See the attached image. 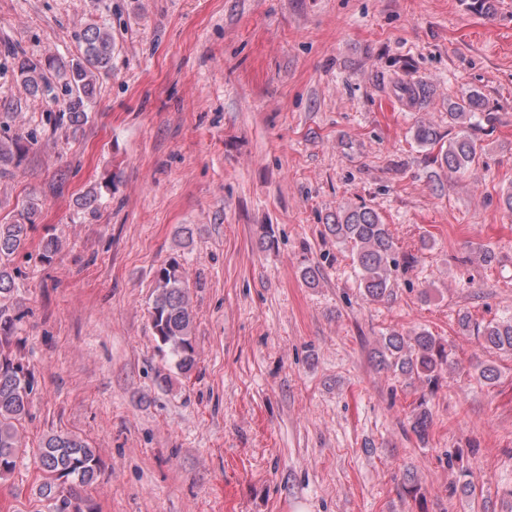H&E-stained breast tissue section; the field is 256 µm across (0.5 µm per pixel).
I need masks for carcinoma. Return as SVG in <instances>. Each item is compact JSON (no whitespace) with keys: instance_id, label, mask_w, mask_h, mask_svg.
<instances>
[{"instance_id":"1","label":"carcinoma","mask_w":512,"mask_h":512,"mask_svg":"<svg viewBox=\"0 0 512 512\" xmlns=\"http://www.w3.org/2000/svg\"><path fill=\"white\" fill-rule=\"evenodd\" d=\"M83 56L60 64L56 76L65 96L57 117L58 125L77 130L87 118V106L93 97L97 77L112 66V32L98 23L87 24L79 33ZM17 68L23 78L26 94L31 97L53 95L55 87L44 74V68L28 58H20ZM408 101L424 105L430 89L422 82L402 87ZM483 106L482 96L471 92L454 103L448 112V123L459 133L445 148L440 135L428 125L415 130L416 140L437 146V159L450 173H467L479 164L480 147L465 128L471 125L476 111ZM33 225L0 224V478L11 474L22 448L26 447L22 432L32 393L31 370L15 350L17 324L21 315L14 306L15 281L9 271L12 258L25 249ZM336 242L351 251L364 298L380 302L393 295L392 274L399 265L398 250L379 213L366 204L341 210L336 223L327 225ZM156 296L150 312L154 335L168 349L175 366L188 373L195 365L193 310L180 264L172 261L156 272ZM462 331H477L486 348L512 351V316L494 319L483 326H471V317H459ZM376 364L396 376L417 380L433 394L442 371L453 363L448 343L431 332L421 330L411 336L392 331L382 336L374 352ZM411 431L420 441L428 438L432 415L428 399L421 396L409 417ZM38 468L44 480L42 495L63 502L65 512H95L79 488L93 483L98 474L97 449L76 434H53L42 443Z\"/></svg>"}]
</instances>
